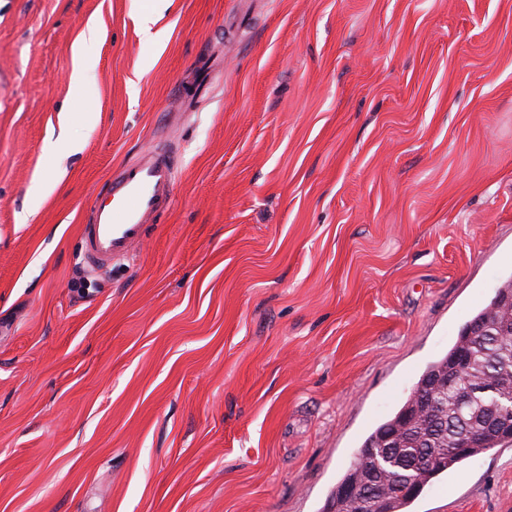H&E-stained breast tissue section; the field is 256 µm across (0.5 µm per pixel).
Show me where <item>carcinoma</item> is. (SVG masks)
Returning a JSON list of instances; mask_svg holds the SVG:
<instances>
[{
  "instance_id": "cac0c4a2",
  "label": "carcinoma",
  "mask_w": 512,
  "mask_h": 512,
  "mask_svg": "<svg viewBox=\"0 0 512 512\" xmlns=\"http://www.w3.org/2000/svg\"><path fill=\"white\" fill-rule=\"evenodd\" d=\"M512 278L496 289L489 303L466 323L448 353L422 374L392 418L365 440L350 468L331 492L323 512H408L425 486L469 458L512 442V434L488 428L495 416L512 425V333L496 328L508 314ZM467 355L464 375L449 387L448 371L459 352ZM435 390L432 412L419 411V398ZM399 431L392 448L380 447L384 434ZM468 439L461 449L458 441Z\"/></svg>"
}]
</instances>
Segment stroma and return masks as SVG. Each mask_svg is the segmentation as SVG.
Instances as JSON below:
<instances>
[{"instance_id": "stroma-1", "label": "stroma", "mask_w": 512, "mask_h": 512, "mask_svg": "<svg viewBox=\"0 0 512 512\" xmlns=\"http://www.w3.org/2000/svg\"><path fill=\"white\" fill-rule=\"evenodd\" d=\"M152 2L0 0V512H322L512 277V0H172L159 45ZM410 512H512V445ZM174 189V163L165 155L122 166L105 194L94 198L91 223L82 224L85 261L100 268L126 258Z\"/></svg>"}]
</instances>
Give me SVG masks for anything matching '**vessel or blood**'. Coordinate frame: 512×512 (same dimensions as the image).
I'll list each match as a JSON object with an SVG mask.
<instances>
[{
	"mask_svg": "<svg viewBox=\"0 0 512 512\" xmlns=\"http://www.w3.org/2000/svg\"><path fill=\"white\" fill-rule=\"evenodd\" d=\"M174 189V164L165 155L122 166L106 192L94 198L92 221L82 227L85 261L100 268L126 258Z\"/></svg>",
	"mask_w": 512,
	"mask_h": 512,
	"instance_id": "b4317fda",
	"label": "vessel or blood"
}]
</instances>
